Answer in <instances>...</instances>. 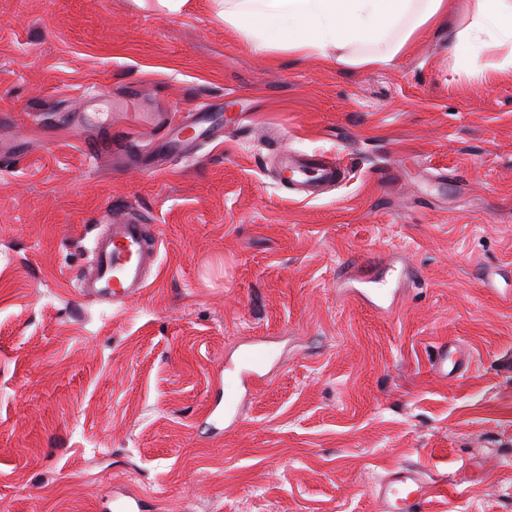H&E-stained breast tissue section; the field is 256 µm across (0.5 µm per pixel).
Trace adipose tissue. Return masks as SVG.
I'll list each match as a JSON object with an SVG mask.
<instances>
[{
  "label": "adipose tissue",
  "mask_w": 512,
  "mask_h": 512,
  "mask_svg": "<svg viewBox=\"0 0 512 512\" xmlns=\"http://www.w3.org/2000/svg\"><path fill=\"white\" fill-rule=\"evenodd\" d=\"M227 24L255 49L280 48L304 59L361 69L403 55L422 31L439 24L452 0H221ZM512 45V0H476L454 51L468 58L483 36Z\"/></svg>",
  "instance_id": "adipose-tissue-1"
}]
</instances>
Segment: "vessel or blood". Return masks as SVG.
I'll return each mask as SVG.
<instances>
[{
    "instance_id": "1",
    "label": "vessel or blood",
    "mask_w": 512,
    "mask_h": 512,
    "mask_svg": "<svg viewBox=\"0 0 512 512\" xmlns=\"http://www.w3.org/2000/svg\"><path fill=\"white\" fill-rule=\"evenodd\" d=\"M207 121V114L202 109L188 113L183 119L172 112L157 115V125L166 138L165 145L172 152L187 145L186 129H199ZM284 167L290 171L291 181L299 192L308 196L335 184L342 174V164L333 155H315L306 159L288 155L284 158ZM92 253L91 267L76 277L75 295L122 306L149 287L152 264L158 255V236L149 225L126 219L108 224L104 232L97 234ZM265 360V352L254 349L242 358V371L227 372L224 378L225 412H232L236 407L240 373H254ZM429 494L421 471L415 468L390 473L375 487L381 512H421Z\"/></svg>"
}]
</instances>
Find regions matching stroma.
I'll list each match as a JSON object with an SVG mask.
<instances>
[{
    "instance_id": "obj_1",
    "label": "stroma",
    "mask_w": 512,
    "mask_h": 512,
    "mask_svg": "<svg viewBox=\"0 0 512 512\" xmlns=\"http://www.w3.org/2000/svg\"><path fill=\"white\" fill-rule=\"evenodd\" d=\"M471 8L364 70L255 50L217 0H0V512H381L401 467L451 484L425 512H512V76L454 56ZM129 97L213 131L158 167ZM285 150L345 173L302 200ZM128 206L157 276L116 311L71 283ZM266 360V354L261 349H253L242 358L241 364L244 369L241 372L228 370L224 378V415L231 413L236 408V401L239 392V377L246 374H254Z\"/></svg>"
}]
</instances>
